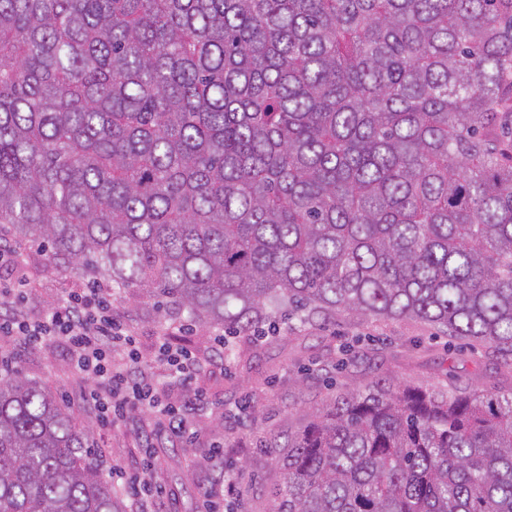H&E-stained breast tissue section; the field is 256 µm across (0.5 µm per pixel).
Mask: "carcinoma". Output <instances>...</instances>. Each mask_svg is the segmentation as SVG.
Listing matches in <instances>:
<instances>
[{"instance_id":"1","label":"carcinoma","mask_w":512,"mask_h":512,"mask_svg":"<svg viewBox=\"0 0 512 512\" xmlns=\"http://www.w3.org/2000/svg\"><path fill=\"white\" fill-rule=\"evenodd\" d=\"M0 224L234 337L290 306L512 349V0H0ZM266 447L271 512H512V395L377 381ZM0 512H119L18 372Z\"/></svg>"}]
</instances>
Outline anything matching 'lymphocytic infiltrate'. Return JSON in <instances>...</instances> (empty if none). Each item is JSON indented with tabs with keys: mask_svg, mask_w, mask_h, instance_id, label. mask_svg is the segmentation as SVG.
Instances as JSON below:
<instances>
[{
	"mask_svg": "<svg viewBox=\"0 0 512 512\" xmlns=\"http://www.w3.org/2000/svg\"><path fill=\"white\" fill-rule=\"evenodd\" d=\"M31 288L32 279L24 274L0 289V338L27 346L54 343L61 347L83 383L84 402L100 424L115 425L130 411L142 408L156 424L167 427L176 442L199 439L194 409L206 394L194 380L209 365V354L160 337L157 353L164 371L156 373L143 367L137 335L114 309L109 287L73 290L61 304L36 316L25 308ZM155 466L152 449L144 448L138 469L124 477L138 512H162L159 491L151 480Z\"/></svg>",
	"mask_w": 512,
	"mask_h": 512,
	"instance_id": "1",
	"label": "lymphocytic infiltrate"
}]
</instances>
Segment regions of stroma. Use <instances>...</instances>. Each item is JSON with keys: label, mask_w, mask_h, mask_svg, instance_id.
Returning <instances> with one entry per match:
<instances>
[{"label": "stroma", "mask_w": 512, "mask_h": 512, "mask_svg": "<svg viewBox=\"0 0 512 512\" xmlns=\"http://www.w3.org/2000/svg\"><path fill=\"white\" fill-rule=\"evenodd\" d=\"M20 249L36 273L25 307L39 313L59 304L85 279L50 268L43 252L30 243ZM117 313L133 327L144 360L154 358V344L171 325L188 323L195 349L206 351L215 327L189 320L177 310L160 312L154 298L126 288L114 290ZM274 336L239 334L218 366L200 380L208 404L199 412L202 436L197 447L173 443L154 427L148 413L131 415L121 429L95 427L92 439L101 455L104 476L112 483L118 512H134L113 466L130 470L138 463L143 441H151L159 458L155 474L163 489L166 512H195L201 488L212 478L201 450L224 445V468L233 485L235 512H269L270 489L281 477L275 456L264 449L271 434L295 431L337 394L363 388L370 380L421 386L437 392L512 393V351L465 338H451L433 325L410 318L384 320L344 312L312 318L273 311ZM15 369L42 382L69 407L79 422L92 421L81 386L58 347L22 349Z\"/></svg>", "instance_id": "1"}]
</instances>
